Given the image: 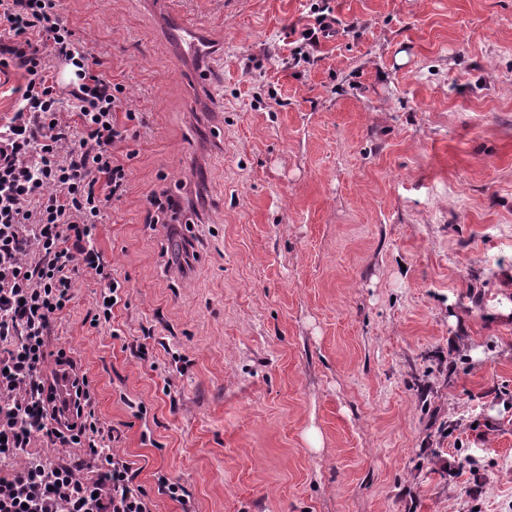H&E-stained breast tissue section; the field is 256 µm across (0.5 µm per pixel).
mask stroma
<instances>
[{
  "instance_id": "35a3bbf8",
  "label": "stroma",
  "mask_w": 512,
  "mask_h": 512,
  "mask_svg": "<svg viewBox=\"0 0 512 512\" xmlns=\"http://www.w3.org/2000/svg\"><path fill=\"white\" fill-rule=\"evenodd\" d=\"M64 0L148 127L50 339L155 512H512V0ZM209 75L197 90L188 73ZM199 210L197 259L147 223ZM176 23L175 34L182 39L186 50L193 53L201 51L203 42L196 31L194 21L178 16ZM153 213L149 215L150 224H173L178 220L179 202L168 193L155 194L149 199Z\"/></svg>"
}]
</instances>
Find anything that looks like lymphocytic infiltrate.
Returning <instances> with one entry per match:
<instances>
[{
	"label": "lymphocytic infiltrate",
	"instance_id": "obj_1",
	"mask_svg": "<svg viewBox=\"0 0 512 512\" xmlns=\"http://www.w3.org/2000/svg\"><path fill=\"white\" fill-rule=\"evenodd\" d=\"M62 11V0H0V73L22 78L0 117V512H154L88 377L69 372L66 349L48 351L79 277L102 287L86 322L112 318L122 288L97 230L107 203L128 192L127 144L146 124ZM51 356L58 368L47 375ZM61 379L70 383L64 398ZM38 437L81 455H34Z\"/></svg>",
	"mask_w": 512,
	"mask_h": 512
}]
</instances>
